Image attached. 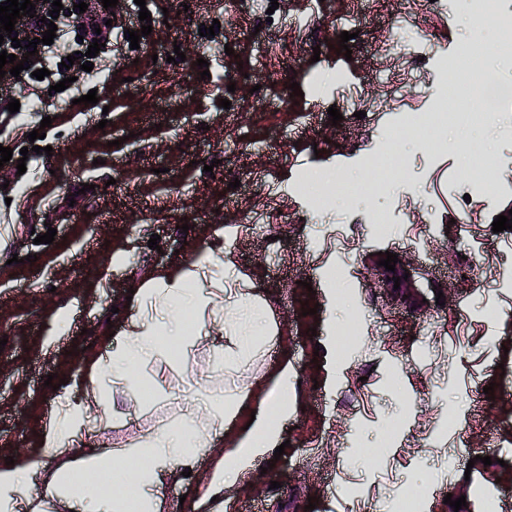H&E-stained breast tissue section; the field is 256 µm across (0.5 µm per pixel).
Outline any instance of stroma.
<instances>
[{"mask_svg": "<svg viewBox=\"0 0 512 512\" xmlns=\"http://www.w3.org/2000/svg\"><path fill=\"white\" fill-rule=\"evenodd\" d=\"M411 12L419 23L406 24ZM152 13L140 48L119 46L109 75L80 81L79 94L96 90L98 105L31 113L11 135L20 150L43 116L52 119L41 128L52 154L30 162L26 188L0 189V451L35 450L38 427L60 408L48 376L78 373L91 354L111 357L110 326L134 313L129 290L208 246L231 267L214 269L213 287L261 292L274 342L215 370L213 338L228 351L234 340L227 310L207 308L180 345L134 365L129 381L99 377L109 422L87 424L85 440L121 448L177 420L201 422L220 400L239 401L233 425L246 427L256 404L241 392L286 357L299 378L292 411L277 422L287 447L256 458L225 490L227 512H307L311 501L314 512H406L416 488L428 512H448L445 496L468 478L489 493L468 498L467 512H512V287L488 290L482 264L457 245L459 225H471L485 262L500 260L492 223L512 199V102L481 125L456 126L441 146H419L403 124L447 97L455 47L476 36L471 24L426 14L422 0H157ZM350 16L358 35L344 56L335 47ZM211 25L214 35H199ZM400 40L415 47L403 61L418 83L394 76ZM177 49L185 61L168 62ZM379 99L398 106L372 111ZM396 136L409 158L404 177L349 206L316 207L312 178L359 176ZM487 157L498 184L486 195L459 175ZM215 226L223 238L212 237ZM51 227L55 241L35 244ZM376 248L415 261L425 302L410 307L374 286L365 257ZM442 285L461 296L437 305ZM62 303L60 338L44 344L48 314ZM308 304L316 314H304ZM475 378L493 385V404L475 405ZM452 421L467 445L446 457ZM214 468L199 459L184 484L165 486L160 512H192L181 498L204 492Z\"/></svg>", "mask_w": 512, "mask_h": 512, "instance_id": "35a3bbf8", "label": "stroma"}]
</instances>
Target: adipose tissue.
Wrapping results in <instances>:
<instances>
[{"instance_id": "obj_1", "label": "adipose tissue", "mask_w": 512, "mask_h": 512, "mask_svg": "<svg viewBox=\"0 0 512 512\" xmlns=\"http://www.w3.org/2000/svg\"><path fill=\"white\" fill-rule=\"evenodd\" d=\"M217 261L213 250H197L191 261L152 272L136 294L153 298L164 310L192 315L223 305V289L206 285ZM233 304L239 311L237 342L246 350L254 343L265 310L250 288L237 289ZM181 329L180 323L162 324L140 313L119 326L121 353L109 360L97 359L87 371L72 375L62 387L65 406L42 425L37 450L14 454L12 464L0 466V512H44L49 503L57 512H159L163 487L183 483L184 471L199 457L210 456L216 460L218 481L192 504L194 512H203L214 496L250 467L254 457L278 443L279 433L270 420L287 416L286 395L294 374L292 361L285 357L272 366L269 388L250 428H231L234 407L228 403L212 408L202 430L161 429L114 456L79 440L77 433L91 404L99 399L98 376L109 372L114 378H126L132 362L155 352L163 337L180 335ZM116 458L135 468V498L114 496L103 487Z\"/></svg>"}]
</instances>
